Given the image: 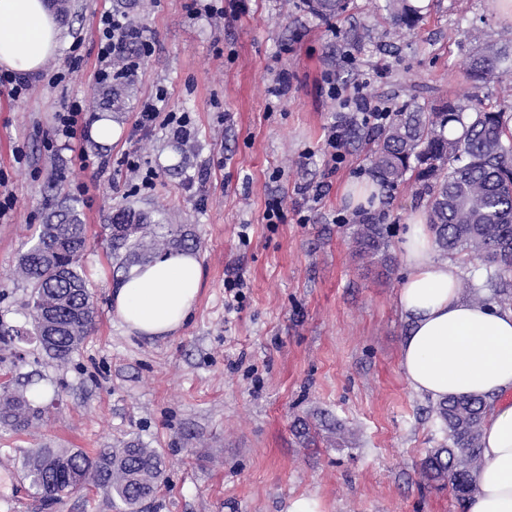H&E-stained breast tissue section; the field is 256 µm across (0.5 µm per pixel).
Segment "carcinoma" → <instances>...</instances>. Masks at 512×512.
Listing matches in <instances>:
<instances>
[{"mask_svg":"<svg viewBox=\"0 0 512 512\" xmlns=\"http://www.w3.org/2000/svg\"><path fill=\"white\" fill-rule=\"evenodd\" d=\"M308 11L329 18L346 7V0H305ZM395 26L412 28L424 19L416 0H383ZM476 93L466 100L450 99L434 107L406 102L390 112L375 132L344 120L342 145L365 141L374 145L368 171L384 192L401 184L416 186L427 197L428 219L437 250L444 256L464 254L494 267L484 287L500 305L512 308V133L511 112L494 110L479 91L512 74V52L493 43H479L464 60ZM119 78L104 93L102 106L124 110L133 84L125 76L124 59L112 61ZM109 239L114 254L125 251L124 268L147 263L161 250L189 246L184 232L156 223L148 211L123 209L112 216ZM354 253L385 268L384 225L371 214L362 215L352 231ZM89 246L86 225L77 208L60 204L31 237L19 256L16 271L30 288L31 328L12 331L41 340L44 327L33 305L57 298L56 342L41 345L59 363L78 351L94 319V299L81 272ZM1 330L0 337L12 333ZM488 403L479 396L451 397L437 402L435 419L444 434L422 464V476L446 487L463 502L478 490L482 466V432ZM47 413L32 388L25 392L0 387V426L24 430ZM16 457L25 480L36 494L60 500L92 486L109 493L119 512H138L141 501L161 485L162 456L141 443L123 441L102 448L94 456L68 448H18Z\"/></svg>","mask_w":512,"mask_h":512,"instance_id":"obj_1","label":"carcinoma"}]
</instances>
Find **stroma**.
<instances>
[{"mask_svg":"<svg viewBox=\"0 0 512 512\" xmlns=\"http://www.w3.org/2000/svg\"><path fill=\"white\" fill-rule=\"evenodd\" d=\"M67 3L63 42L45 64H73L67 86L36 74L26 98L0 94V176L16 197L0 221V326L27 322L18 257L63 197L77 200L88 228L82 268L97 313L63 365L35 339L0 343V375L16 389L43 377L50 407L26 431L0 427V512L15 492L19 512H116L96 489L40 498L14 480L15 451L92 453L131 439L166 461L148 512H288L302 496L320 512H460L449 489L422 477L421 462L443 434L432 399L414 392L399 366L408 332L397 305L400 244L427 204L413 186L393 191L374 211L392 263L383 269L354 255L355 210L344 187L368 178L367 152L331 161L325 135L347 111L323 77L345 97L369 81L393 108L414 84L429 105L465 98L473 92L462 66L472 35L495 43L512 34L503 0H428L426 20L410 31L394 30L378 0H348L331 18L303 0H223L217 19L194 16L193 0H127L126 15L151 33L154 50L132 76L125 110L112 115L120 137L87 141L84 170L69 150L50 154L44 141L64 99L82 100L99 117L96 23L115 0ZM284 70L291 84L273 97L268 88ZM161 87L168 109L191 117L186 140L132 133L139 107ZM133 150L158 173L150 191H136L119 163ZM318 183L326 186L321 200L301 194ZM273 198L277 224L263 219ZM129 206L187 230L202 265L193 315L170 336L129 335L112 304L124 270L107 247V226ZM239 275L247 286L235 294L228 282ZM14 349L25 353L23 366L12 365ZM299 418L319 429L315 443L294 430Z\"/></svg>","mask_w":512,"mask_h":512,"instance_id":"1","label":"stroma"}]
</instances>
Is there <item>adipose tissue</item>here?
<instances>
[{
	"label": "adipose tissue",
	"mask_w": 512,
	"mask_h": 512,
	"mask_svg": "<svg viewBox=\"0 0 512 512\" xmlns=\"http://www.w3.org/2000/svg\"><path fill=\"white\" fill-rule=\"evenodd\" d=\"M59 36L46 0H0V69L40 72L56 54ZM402 259L406 275L397 304L409 331L400 367L410 388L437 401L479 395L490 405L478 491L461 512H512V310L462 297L460 265L437 257L425 217L409 224ZM201 282L197 255L166 252L122 277L115 311L128 333L172 335L192 315Z\"/></svg>",
	"instance_id": "ef3b65f1"
}]
</instances>
